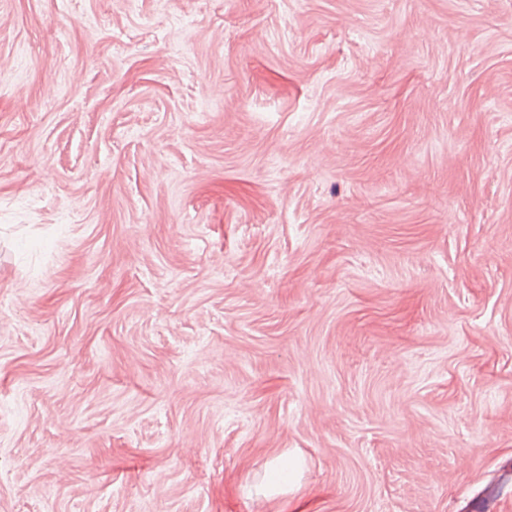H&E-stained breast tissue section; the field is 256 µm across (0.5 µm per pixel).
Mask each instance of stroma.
<instances>
[{
	"label": "stroma",
	"mask_w": 512,
	"mask_h": 512,
	"mask_svg": "<svg viewBox=\"0 0 512 512\" xmlns=\"http://www.w3.org/2000/svg\"><path fill=\"white\" fill-rule=\"evenodd\" d=\"M477 501L512 0H0V512Z\"/></svg>",
	"instance_id": "1"
}]
</instances>
